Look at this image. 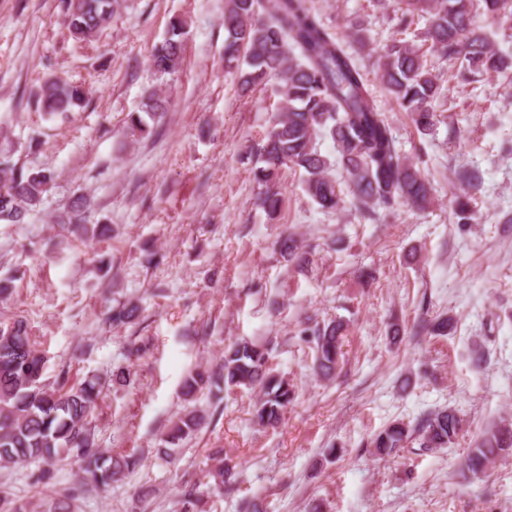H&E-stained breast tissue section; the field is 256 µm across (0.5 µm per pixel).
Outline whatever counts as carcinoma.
Instances as JSON below:
<instances>
[{"label":"carcinoma","instance_id":"1","mask_svg":"<svg viewBox=\"0 0 512 512\" xmlns=\"http://www.w3.org/2000/svg\"><path fill=\"white\" fill-rule=\"evenodd\" d=\"M119 6L118 0H62V22L70 38L79 44L92 42L107 28ZM397 26L407 29L425 20L421 44L393 38L380 50L377 68L381 82L400 108L410 114L423 135L435 125L433 101L439 95L437 77L428 68L425 51L448 60L461 61L459 81L468 84L482 76L512 73V57L496 49L475 21L478 14L491 16L504 31L512 32V0H393ZM224 67L234 74L242 91L279 78V102L270 119L260 166L254 176L261 187L256 205L268 214L281 207L276 183L282 169L305 173L307 195L326 212L345 208L350 193L354 210L364 219H377L378 210L397 203L422 208L431 199V186L419 169L406 161L396 145L385 115L367 88L361 53L368 47L364 29L349 22L351 43L346 47L308 5V0H224ZM189 30L179 17L170 20L162 42L150 53L159 75L177 71L183 61ZM89 89L57 76L45 79L36 97L43 112L67 116L83 107ZM168 101L154 90L146 92L142 109L128 119L131 134H143L149 123L160 122ZM332 140L336 162L345 173L347 189L330 174V163L315 147V139ZM55 180L54 172L27 167L14 159V151L0 148V224H25L40 207ZM460 221L471 219L470 196L454 200ZM63 229L87 239L99 229L86 224L85 204L77 199L56 216ZM280 251L299 268L308 265L298 240L290 234L278 241ZM138 306L124 304L112 309L114 326L131 323ZM344 325L337 320L315 323L306 329L313 350V370L330 380L342 357ZM47 356L21 315L0 316V467L21 463L43 465L41 478H51L52 468L71 459L78 463L80 485L105 488L125 478L140 465L134 452L101 449L95 441L91 416L100 399L97 377L67 385L65 378L46 381ZM115 387L137 383L133 364L112 370ZM260 388L253 421L262 428L278 426L296 398L288 377L272 368L266 344L237 339L224 347L222 362L215 367L197 364L185 375L181 395L184 409L166 426L155 448L156 458L170 462L184 443L203 429L208 415L197 407V395L213 388ZM461 431L456 411L444 407L410 424L391 422L371 436L368 445L379 456H397L416 445L419 450L450 448ZM512 455V429L485 430L468 449L463 463L475 479L482 478L497 458ZM215 465L208 481L186 483L179 492L181 512H207L213 492L234 490L237 463L222 448L210 449Z\"/></svg>","mask_w":512,"mask_h":512}]
</instances>
